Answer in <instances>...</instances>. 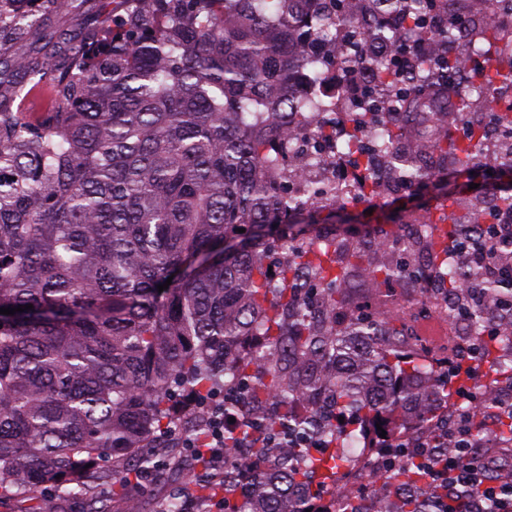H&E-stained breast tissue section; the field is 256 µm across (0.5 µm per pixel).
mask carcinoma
Instances as JSON below:
<instances>
[{
    "mask_svg": "<svg viewBox=\"0 0 512 512\" xmlns=\"http://www.w3.org/2000/svg\"><path fill=\"white\" fill-rule=\"evenodd\" d=\"M35 2L13 28L50 43L42 15L77 0ZM370 2L112 0L67 39L63 67L0 42V308L33 305L0 314V501L46 512L41 490L96 483L137 512L132 489L157 457L135 449L176 434L175 390L200 404L222 390L224 413L247 414L261 437L224 428V469L194 456L185 490L224 512H351L339 477L361 460L344 449L347 431L371 456L379 426L394 442L411 425L429 430L448 452L441 411L459 368L410 321L382 315L432 276L447 284L442 317L464 312L476 329L475 367L512 379V309L483 337L486 307L512 301V279L454 249L449 226L459 215L479 224L482 201L448 194L439 215L416 219L415 243L397 228L324 241L300 228L345 193L324 179L308 201L290 194L285 138L302 67L373 74L361 99L324 97L302 126L309 146L334 136L329 120L344 122L363 199L512 162V29L462 30L449 16L431 30L435 0H387L404 23L395 28ZM331 28L342 47L321 45ZM401 43L423 46L405 72L367 49ZM42 90L49 104L24 115ZM476 108L485 120L471 119ZM375 127L381 170L365 142ZM473 426L512 438V421L490 431L478 412ZM424 480L416 459L400 458L380 512H433L432 497L404 492Z\"/></svg>",
    "mask_w": 512,
    "mask_h": 512,
    "instance_id": "1",
    "label": "carcinoma"
}]
</instances>
